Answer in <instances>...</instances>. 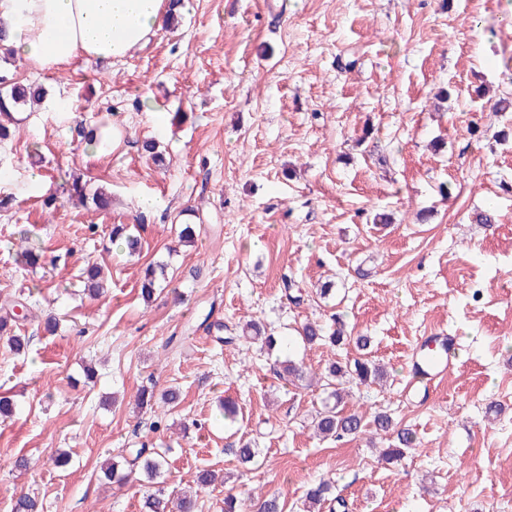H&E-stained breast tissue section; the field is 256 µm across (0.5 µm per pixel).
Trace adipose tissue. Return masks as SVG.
I'll return each instance as SVG.
<instances>
[{"label":"adipose tissue","instance_id":"obj_1","mask_svg":"<svg viewBox=\"0 0 512 512\" xmlns=\"http://www.w3.org/2000/svg\"><path fill=\"white\" fill-rule=\"evenodd\" d=\"M170 14L169 0H0L9 46L49 71L81 58L126 57Z\"/></svg>","mask_w":512,"mask_h":512}]
</instances>
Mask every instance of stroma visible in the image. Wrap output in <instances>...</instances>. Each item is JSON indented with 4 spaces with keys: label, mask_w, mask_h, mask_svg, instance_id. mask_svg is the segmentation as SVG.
<instances>
[{
    "label": "stroma",
    "mask_w": 512,
    "mask_h": 512,
    "mask_svg": "<svg viewBox=\"0 0 512 512\" xmlns=\"http://www.w3.org/2000/svg\"><path fill=\"white\" fill-rule=\"evenodd\" d=\"M182 4L120 61L42 71L0 59V76L44 91L0 141V196L12 199L0 308L23 305L15 331L30 339L19 354L0 340V397L16 405L0 417V512L24 494L44 512H139V473L119 486L102 470L143 445L167 451V496L198 470L224 474L200 512H223L228 488L302 512L323 480L320 512H512V109L493 108L512 99V0ZM99 123L120 131L104 152L81 135ZM65 181L107 189L110 208L46 212ZM145 197L158 211L142 213ZM486 211L494 223H476ZM188 219L190 247L178 239ZM116 224L141 226L138 255L110 244ZM24 233L40 240L41 266L18 264ZM156 261L167 279L147 301ZM92 262L111 270L95 299L82 277ZM49 316L52 334L39 326ZM334 316L350 342L303 343V322ZM250 320L286 345L241 340ZM434 333L456 338L454 368L409 388ZM361 356L384 378L350 381L345 410L387 413L416 439L390 464L378 455L392 434L315 436L326 391L277 374L287 358L321 373ZM144 386L179 392L163 420L137 407ZM245 442L259 450L248 464L234 453ZM62 450L72 467L53 465Z\"/></svg>",
    "instance_id": "obj_1"
}]
</instances>
